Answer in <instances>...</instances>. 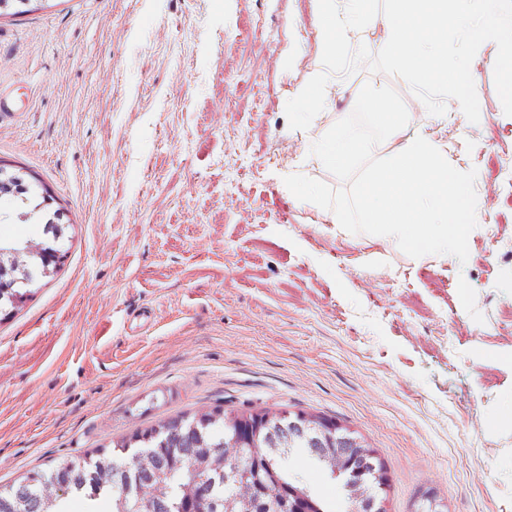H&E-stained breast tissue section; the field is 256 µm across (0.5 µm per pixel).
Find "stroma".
I'll return each mask as SVG.
<instances>
[{"label":"stroma","instance_id":"obj_1","mask_svg":"<svg viewBox=\"0 0 512 512\" xmlns=\"http://www.w3.org/2000/svg\"><path fill=\"white\" fill-rule=\"evenodd\" d=\"M254 42L240 43L246 24ZM313 0H55L0 15V164L70 222L66 258L0 320V482L184 413L331 416L388 475L389 512H512V116L480 49L475 185L491 221L466 263L337 231L290 171L343 181L310 131L354 109L360 66L309 130L286 103L315 69ZM0 209V246L39 245ZM448 328L452 344L439 339Z\"/></svg>","mask_w":512,"mask_h":512}]
</instances>
